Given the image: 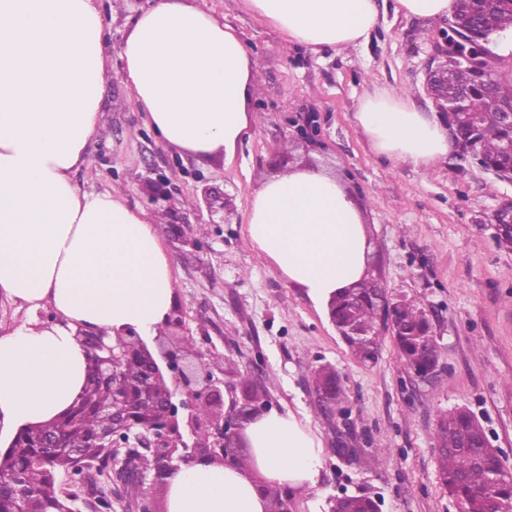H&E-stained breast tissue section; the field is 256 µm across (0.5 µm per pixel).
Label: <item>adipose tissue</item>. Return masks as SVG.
I'll use <instances>...</instances> for the list:
<instances>
[{
    "instance_id": "adipose-tissue-1",
    "label": "adipose tissue",
    "mask_w": 512,
    "mask_h": 512,
    "mask_svg": "<svg viewBox=\"0 0 512 512\" xmlns=\"http://www.w3.org/2000/svg\"><path fill=\"white\" fill-rule=\"evenodd\" d=\"M295 44L336 52L365 41L377 0H245ZM98 0H0V291L27 318L0 336V443L54 421L80 396L87 354L75 332L157 331L173 280L154 220L124 194L80 191L105 124L111 67ZM122 77L169 149L232 160L255 124L257 64L242 37L193 0H157L131 20ZM376 155L429 171L448 128L403 92L365 94L354 114ZM260 258L316 303L357 287L371 252L362 207L332 171L300 165L249 201ZM246 463H198L168 480V512H268L267 488L315 484L320 440L289 412L245 422Z\"/></svg>"
}]
</instances>
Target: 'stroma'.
I'll return each mask as SVG.
<instances>
[{
	"mask_svg": "<svg viewBox=\"0 0 512 512\" xmlns=\"http://www.w3.org/2000/svg\"><path fill=\"white\" fill-rule=\"evenodd\" d=\"M156 2L98 0L112 65L103 94L107 124L92 144L91 166L74 177L82 191L114 186L148 215L170 207L191 223L196 247L163 238L174 279L172 320L144 343L158 358L193 342L188 361L216 389L240 401L253 379L270 409L308 423L324 449L322 467L315 487L292 493L288 512H329L330 499L343 494L377 499L380 512H462L439 480L442 415L470 411L512 469V251L484 223L512 199V183L453 156L427 173L376 157L354 119L359 100L375 88L407 91L418 108L434 111L426 75L444 23L384 7L366 44L315 53L288 42L244 0H198L241 33L261 76L250 138L231 162H199L161 143L121 76L127 25ZM301 159L327 165L363 202L371 280L429 313L440 347L429 380L400 360L387 332L375 360L358 359L327 310L258 258L246 233L250 193ZM148 178L166 180L168 201L149 202ZM207 184L232 200L224 223L209 221L200 195ZM324 367L338 373L347 396L331 413L312 385ZM342 443L357 449L354 459L337 456Z\"/></svg>",
	"mask_w": 512,
	"mask_h": 512,
	"instance_id": "1",
	"label": "stroma"
}]
</instances>
